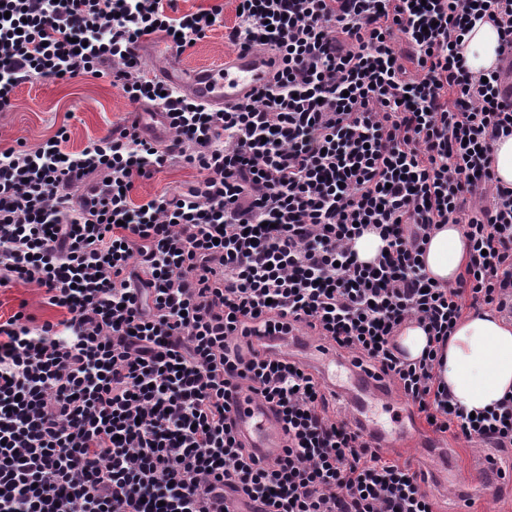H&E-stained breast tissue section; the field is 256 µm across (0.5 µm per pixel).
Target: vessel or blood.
I'll use <instances>...</instances> for the list:
<instances>
[{
  "mask_svg": "<svg viewBox=\"0 0 512 512\" xmlns=\"http://www.w3.org/2000/svg\"><path fill=\"white\" fill-rule=\"evenodd\" d=\"M137 51L152 56L164 55L167 60V84L179 94L212 109H221L248 100L256 88L272 79L276 69L271 56L251 51H240L218 63L199 65L191 69L184 68L177 53L163 45L144 42L138 46ZM303 352L323 383L332 392L345 398L355 425L367 438L384 448H413L421 455L435 453L440 448L441 443L436 434L418 422H411L409 430L398 436L366 415L368 401L388 403L385 382L352 365L348 371L354 379L353 386L339 384L334 372L338 359L328 344L307 345ZM233 418L236 432L257 453L269 454L283 447L284 433L278 416L256 396L242 397L233 412ZM468 472L467 484L474 491L479 492L491 486L501 493L512 492V473L500 472L494 458L481 459L478 464L469 466Z\"/></svg>",
  "mask_w": 512,
  "mask_h": 512,
  "instance_id": "b4317fda",
  "label": "vessel or blood"
}]
</instances>
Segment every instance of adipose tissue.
<instances>
[{
  "label": "adipose tissue",
  "mask_w": 512,
  "mask_h": 512,
  "mask_svg": "<svg viewBox=\"0 0 512 512\" xmlns=\"http://www.w3.org/2000/svg\"><path fill=\"white\" fill-rule=\"evenodd\" d=\"M497 48L495 28L479 23L465 38L464 54L473 70H486L495 64ZM465 252L461 226L444 225L424 254L427 274L444 284L454 282ZM441 376L464 411L493 407L512 392V323L490 311L463 318L448 340Z\"/></svg>",
  "instance_id": "obj_1"
}]
</instances>
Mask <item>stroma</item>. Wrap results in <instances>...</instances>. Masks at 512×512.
Listing matches in <instances>:
<instances>
[{
    "instance_id": "35a3bbf8",
    "label": "stroma",
    "mask_w": 512,
    "mask_h": 512,
    "mask_svg": "<svg viewBox=\"0 0 512 512\" xmlns=\"http://www.w3.org/2000/svg\"><path fill=\"white\" fill-rule=\"evenodd\" d=\"M224 24L235 20L233 0H222ZM223 24V26H224ZM223 26L215 27L206 38L187 49L182 59L193 67L212 64L232 55L234 49L224 40ZM131 106L119 88L106 77H79L68 81L40 78L17 88L11 107L0 112V151L18 145L33 149L66 128L65 150L78 152L93 140L124 125ZM196 170L172 164L148 179L136 180L135 202L172 192L194 181ZM25 309L36 322L57 319L58 313L44 303V291L33 285L0 288V315L10 316Z\"/></svg>"
}]
</instances>
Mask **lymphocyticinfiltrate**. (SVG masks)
I'll use <instances>...</instances> for the list:
<instances>
[{
	"mask_svg": "<svg viewBox=\"0 0 512 512\" xmlns=\"http://www.w3.org/2000/svg\"><path fill=\"white\" fill-rule=\"evenodd\" d=\"M0 0V111L32 78L109 76L161 108L171 143L123 126L78 152L65 131L0 152V288L33 284L61 319L0 320V512H435L425 481L328 416L322 382L245 345L305 327L392 382L439 432L512 447V395L468 413L440 379L466 308L512 318V186L493 166L512 136V0ZM493 25L495 66L463 36ZM223 24L277 60L271 84L211 109L149 78L135 45L178 51ZM199 171L134 202L135 180ZM458 224L463 271L425 272L432 233ZM384 251L361 262L355 241ZM429 337L411 360L407 322ZM279 416L256 457L237 395Z\"/></svg>",
	"mask_w": 512,
	"mask_h": 512,
	"instance_id": "1",
	"label": "lymphocytic infiltrate"
}]
</instances>
